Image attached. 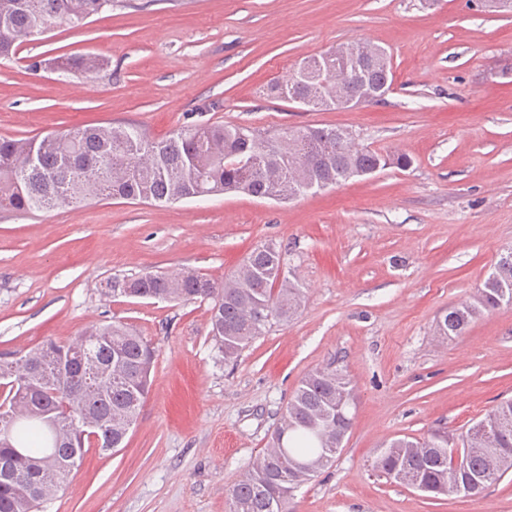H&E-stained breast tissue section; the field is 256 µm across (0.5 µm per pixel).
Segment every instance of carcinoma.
<instances>
[{
    "mask_svg": "<svg viewBox=\"0 0 512 512\" xmlns=\"http://www.w3.org/2000/svg\"><path fill=\"white\" fill-rule=\"evenodd\" d=\"M115 0H0V59L60 26L80 28L112 9ZM369 87L392 85L391 56L383 47L361 59ZM108 61L96 54L59 55L32 60L40 70L97 80ZM320 110L336 106V78L325 88L308 76L291 75L274 86ZM343 127H313L267 134L247 125H186L152 140L132 124L77 127L62 134L17 138L0 136V212L29 215L67 209L114 196L154 204L195 197L243 193L259 199L283 194L292 200L372 175L387 166L407 168L404 154L354 148ZM253 160L247 171L233 164ZM112 297L170 303L210 304V335L218 352L234 362L275 325L293 321L306 303V291L289 277L282 251L274 243L256 246L222 280L194 269L174 273L141 272L114 277L104 286ZM512 304V252L498 262L477 299L451 307L437 325L439 335L462 336L486 311ZM156 348L122 323L91 325L73 341L47 342L14 361L0 360V422L14 414L12 427H0V512H41L59 491L85 449L79 441L83 421L100 424V450L120 447L135 425L151 385ZM27 368L24 388L11 385L14 366ZM356 397L346 376L332 367L309 372L287 405L262 459L240 476L226 495L234 512H292L294 492L336 457L352 427ZM473 429L454 438L436 429L424 439L394 438L378 449L373 469L405 486L414 479L435 496L476 495L512 470V399L501 401ZM459 448L457 458L448 449ZM500 463L499 475L485 479L487 453Z\"/></svg>",
    "mask_w": 512,
    "mask_h": 512,
    "instance_id": "carcinoma-1",
    "label": "carcinoma"
}]
</instances>
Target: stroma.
<instances>
[{
    "mask_svg": "<svg viewBox=\"0 0 512 512\" xmlns=\"http://www.w3.org/2000/svg\"><path fill=\"white\" fill-rule=\"evenodd\" d=\"M364 40L392 57L383 101L309 111L271 93L301 58ZM85 53L109 59L106 78L26 69ZM194 122L343 127L412 164L285 203L222 194L0 213V355L114 321L158 350L124 447L88 448L44 512H227L225 489L262 456L300 380L329 364L355 389V419L294 512H512V471L480 495L434 498L372 468L392 438L460 435L512 397V305L465 335L436 332L512 248V15L474 0H124L0 60V135L133 123L159 139ZM265 242L307 302L233 364L206 305L99 290L182 267L221 279Z\"/></svg>",
    "mask_w": 512,
    "mask_h": 512,
    "instance_id": "35a3bbf8",
    "label": "stroma"
}]
</instances>
